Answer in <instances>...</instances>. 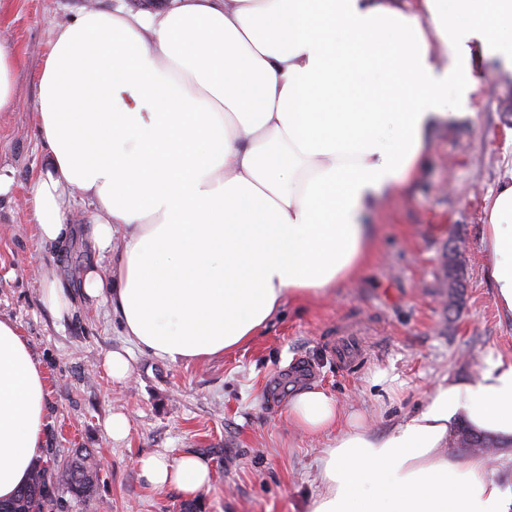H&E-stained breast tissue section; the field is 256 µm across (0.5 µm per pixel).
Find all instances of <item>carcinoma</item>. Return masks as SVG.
I'll return each mask as SVG.
<instances>
[{
  "label": "carcinoma",
  "instance_id": "1",
  "mask_svg": "<svg viewBox=\"0 0 512 512\" xmlns=\"http://www.w3.org/2000/svg\"><path fill=\"white\" fill-rule=\"evenodd\" d=\"M463 265L456 247H448V308H454L459 299L461 282L458 271ZM453 448L463 452L486 453L495 447L493 439L475 433L460 425L449 441ZM98 490L97 473L92 466V455L87 448H73L66 456L54 454L46 460L33 462L29 480L8 501H0V512H55L63 494L90 502Z\"/></svg>",
  "mask_w": 512,
  "mask_h": 512
}]
</instances>
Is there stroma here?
Wrapping results in <instances>:
<instances>
[{"mask_svg": "<svg viewBox=\"0 0 512 512\" xmlns=\"http://www.w3.org/2000/svg\"><path fill=\"white\" fill-rule=\"evenodd\" d=\"M113 0H12L0 13V40L16 57V105L0 112V318L14 322L46 375L44 452L88 448L100 464L95 498L64 497L63 512H308L318 491L317 457L329 436L313 439L288 421L291 394L329 391L376 432L423 409L444 377L474 378L488 361L512 359V316L500 311L486 271L484 201L512 169V81L486 63L474 117L440 129L418 178L390 197L370 221V261L325 298L285 302L245 348L203 362L170 363L135 350L133 372L115 384L103 355L128 347L108 306L80 301L83 274L98 256L85 242L89 206L69 200L77 229L70 243L44 249L32 219L30 186L48 167L38 133L42 65L57 26ZM464 259V297L449 307L444 266L449 245ZM53 272L78 302L56 320L40 300ZM365 324L358 363L337 362L332 337L344 322ZM385 383H374L375 374ZM125 414L130 431L110 438L105 422ZM152 452L196 453L214 467L210 491L186 498L153 489L137 459Z\"/></svg>", "mask_w": 512, "mask_h": 512, "instance_id": "obj_1", "label": "stroma"}]
</instances>
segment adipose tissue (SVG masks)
<instances>
[{
  "label": "adipose tissue",
  "mask_w": 512,
  "mask_h": 512,
  "mask_svg": "<svg viewBox=\"0 0 512 512\" xmlns=\"http://www.w3.org/2000/svg\"><path fill=\"white\" fill-rule=\"evenodd\" d=\"M449 53L438 64L433 47ZM512 74V0H167L88 10L59 28L39 80L49 169L31 185L42 245L95 210L83 294L171 363L248 345L285 299L328 294L369 260L366 217L419 173L440 126L469 117L484 61ZM484 242L512 316V171L487 196ZM122 246L113 249L114 236ZM287 415L320 452L309 512H512L486 457L446 448L458 421L512 442V361L446 377L373 434L320 388ZM47 424L44 373L0 318V500L26 483ZM137 467L153 488L208 490L205 456Z\"/></svg>",
  "instance_id": "adipose-tissue-1"
}]
</instances>
